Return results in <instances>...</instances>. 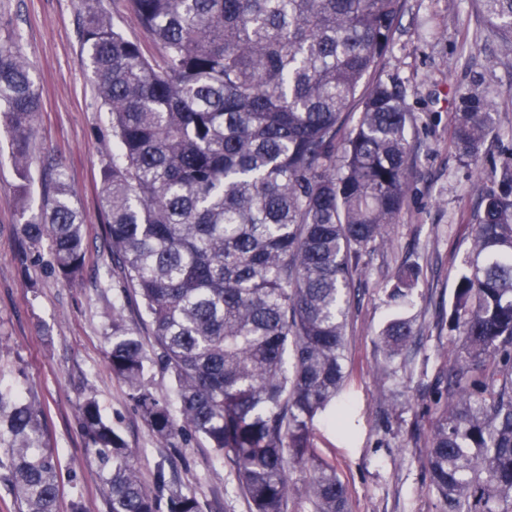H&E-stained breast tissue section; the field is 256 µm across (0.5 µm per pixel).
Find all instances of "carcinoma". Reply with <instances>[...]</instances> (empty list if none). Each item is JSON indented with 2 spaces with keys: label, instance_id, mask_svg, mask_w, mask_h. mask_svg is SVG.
Instances as JSON below:
<instances>
[{
  "label": "carcinoma",
  "instance_id": "1",
  "mask_svg": "<svg viewBox=\"0 0 512 512\" xmlns=\"http://www.w3.org/2000/svg\"><path fill=\"white\" fill-rule=\"evenodd\" d=\"M159 56L145 54L104 0H80V37L112 115L101 209L112 271L138 298L149 346L112 315L107 361L148 428L169 448L200 437L233 468L253 512H288V465L309 464L314 512H349L346 486L318 458L312 424L348 378L349 291L361 251L382 242L409 189L413 117L396 75L380 68L401 0H127ZM512 43V0H479ZM475 77L456 93L452 141L479 161L497 107ZM359 112L340 135L346 117ZM41 93L12 40H0V122L20 194L32 165ZM18 233L47 248L69 283L85 243L66 170ZM416 284L402 271L391 299ZM462 344L430 423L426 464L440 512H512V152L491 171L471 248L448 309ZM414 336L395 318L380 335L389 361ZM172 378L177 410L150 391ZM87 447L108 470V512H158L131 451L85 400ZM0 480L18 512H58L59 461L33 395L0 387ZM169 512H203L192 494Z\"/></svg>",
  "mask_w": 512,
  "mask_h": 512
}]
</instances>
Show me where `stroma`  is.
I'll return each mask as SVG.
<instances>
[{
  "instance_id": "stroma-1",
  "label": "stroma",
  "mask_w": 512,
  "mask_h": 512,
  "mask_svg": "<svg viewBox=\"0 0 512 512\" xmlns=\"http://www.w3.org/2000/svg\"><path fill=\"white\" fill-rule=\"evenodd\" d=\"M79 21L78 0H0V39L18 44L42 92L27 199L17 193L11 143L0 129V383L36 395L45 410L61 463L58 512H71L76 501L84 512H107L105 469L78 424L89 396L133 452L144 483L160 486V502L182 491L204 512H251L224 459L195 436L165 447L108 365L113 312L144 344L152 336L140 303L112 275L99 202L112 124L80 63ZM383 67L404 81L415 117L413 176L387 239L361 254L346 328L350 376L334 405L315 418L312 441L345 483L350 512H439L426 466L431 390L461 345L448 326V306L489 170L512 147V46L487 25L476 0H403ZM476 74L497 114L474 167L459 160L450 130L454 94ZM47 153L66 167L83 224L84 273L74 284L48 261L32 264L17 231L22 204L40 202L48 174L39 160ZM404 266L414 268L417 282L408 302L394 303L388 293ZM395 315L411 320L415 336L403 359L391 362L378 336Z\"/></svg>"
}]
</instances>
